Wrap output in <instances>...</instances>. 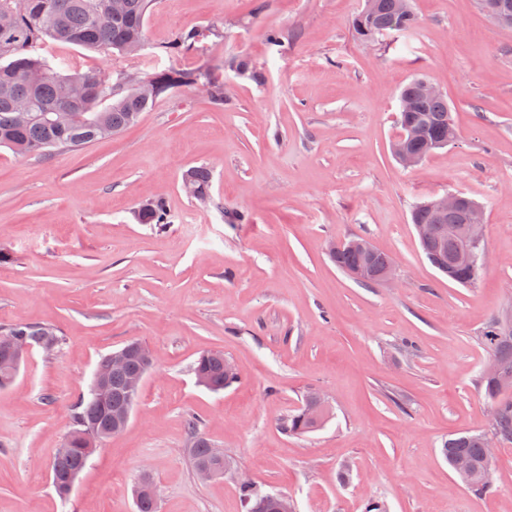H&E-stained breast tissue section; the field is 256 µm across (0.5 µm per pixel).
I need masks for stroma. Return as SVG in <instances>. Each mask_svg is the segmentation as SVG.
<instances>
[{
    "label": "stroma",
    "instance_id": "stroma-1",
    "mask_svg": "<svg viewBox=\"0 0 512 512\" xmlns=\"http://www.w3.org/2000/svg\"><path fill=\"white\" fill-rule=\"evenodd\" d=\"M363 0H158L141 58L49 43L63 71L218 67L226 102L172 91L118 136L78 150L18 155L0 147V326L50 324L0 390V512H136L150 473L157 512H244L238 474L288 495L295 512H512V442L491 462V492L459 486L448 437L490 432L479 385L484 328L512 313V28L479 0H414L418 29L366 42ZM224 31L204 51L169 56L183 28ZM284 38L270 45V30ZM247 57L261 80L227 69ZM426 76L448 98L458 140L414 170L393 158L399 90ZM207 167L221 208L181 189ZM460 192L486 208L491 254L478 283L449 281L426 259L413 207ZM162 200L165 228L138 223ZM244 212L239 223L229 214ZM369 240L396 263L389 284L339 270L330 242ZM138 339L156 355L138 406L89 461L67 499L50 478L75 404L100 359ZM236 363L214 393L192 364L205 351ZM331 415L291 436L282 422L311 389ZM235 472L201 481L187 454L188 416ZM134 498L136 505H139L143 498H148L152 501H143L137 508L138 512H156L157 508L154 503H158L160 499L158 483L154 482L148 475H145L141 483L137 484L134 488Z\"/></svg>",
    "mask_w": 512,
    "mask_h": 512
}]
</instances>
